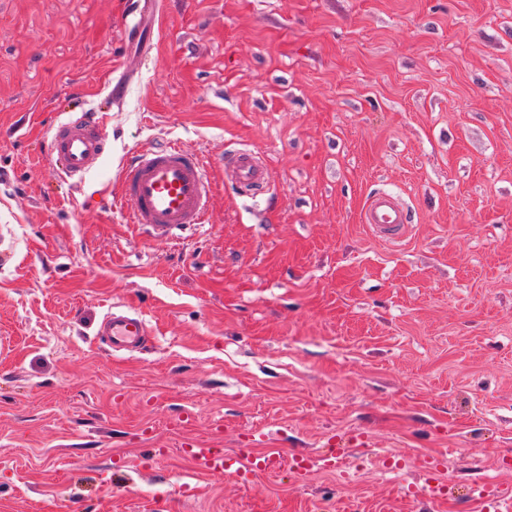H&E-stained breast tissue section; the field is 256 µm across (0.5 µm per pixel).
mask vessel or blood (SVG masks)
<instances>
[{"instance_id":"obj_1","label":"vessel or blood","mask_w":512,"mask_h":512,"mask_svg":"<svg viewBox=\"0 0 512 512\" xmlns=\"http://www.w3.org/2000/svg\"><path fill=\"white\" fill-rule=\"evenodd\" d=\"M108 137L102 124L89 116H77L54 125L48 142V155L73 182H83L103 156ZM224 167L243 188L256 190L271 182L264 160L254 151L240 149L224 158ZM117 184L121 199L130 201L128 221L144 228L151 237L177 242L183 229L205 224L207 201L212 186L206 176V162L196 153L175 143L144 145L122 163ZM377 236L390 242L402 241L409 229L403 203L394 194L377 192L366 201L360 213ZM101 330L112 351L131 353L142 349L149 336L146 320L137 312L112 313ZM196 473L229 476L239 484L252 483L258 476L291 469L298 480H306L312 470H335L346 454L342 448H325L317 453L297 452L284 456L281 449L268 448L255 453L245 448H217L195 443L186 448ZM443 458L422 456L418 460L417 482L409 484L404 495L422 497L440 504L453 495L454 485L442 476ZM468 496L480 504L482 512H512V489L493 482H478Z\"/></svg>"}]
</instances>
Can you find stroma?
Wrapping results in <instances>:
<instances>
[{"mask_svg":"<svg viewBox=\"0 0 512 512\" xmlns=\"http://www.w3.org/2000/svg\"><path fill=\"white\" fill-rule=\"evenodd\" d=\"M164 2L144 52L126 0H0V512H481L401 487L424 454L512 482V0ZM84 112L109 148L77 185L47 143ZM172 141L215 186L177 243L128 224L116 182ZM241 147L270 191L227 176ZM379 190L404 241L359 222ZM115 309L144 315L141 351L102 343ZM331 434L362 443L303 482L182 453Z\"/></svg>","mask_w":512,"mask_h":512,"instance_id":"35a3bbf8","label":"stroma"}]
</instances>
